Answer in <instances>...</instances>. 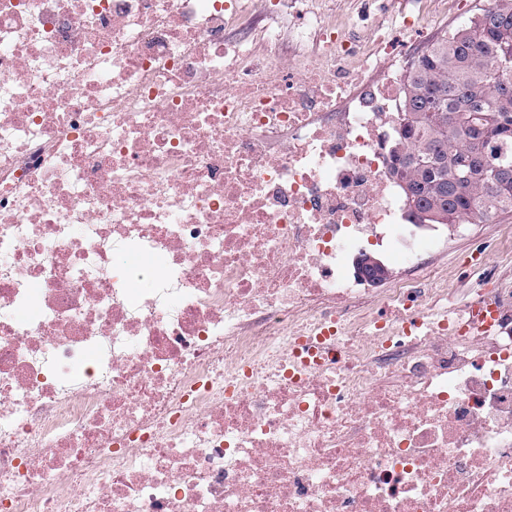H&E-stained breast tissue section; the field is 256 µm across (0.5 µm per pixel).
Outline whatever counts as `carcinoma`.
Instances as JSON below:
<instances>
[{"instance_id": "1", "label": "carcinoma", "mask_w": 512, "mask_h": 512, "mask_svg": "<svg viewBox=\"0 0 512 512\" xmlns=\"http://www.w3.org/2000/svg\"><path fill=\"white\" fill-rule=\"evenodd\" d=\"M512 0L479 7L447 37L426 44L404 74L401 122L389 174L414 224H476L512 214V184L485 176L512 169Z\"/></svg>"}]
</instances>
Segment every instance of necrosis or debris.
<instances>
[{
    "mask_svg": "<svg viewBox=\"0 0 512 512\" xmlns=\"http://www.w3.org/2000/svg\"><path fill=\"white\" fill-rule=\"evenodd\" d=\"M422 24L0 0V512H512V283L457 302L388 172ZM381 259L385 264H388L386 255L379 248H373L372 251H369ZM371 253H364L360 258L356 260V268L360 272V274L368 280V282L378 281L380 278L385 277L384 273L386 272V267L384 264L376 258ZM390 267V266H389ZM391 268V267H390ZM371 276L369 277V275Z\"/></svg>",
    "mask_w": 512,
    "mask_h": 512,
    "instance_id": "4bbe7bcc",
    "label": "necrosis or debris"
}]
</instances>
